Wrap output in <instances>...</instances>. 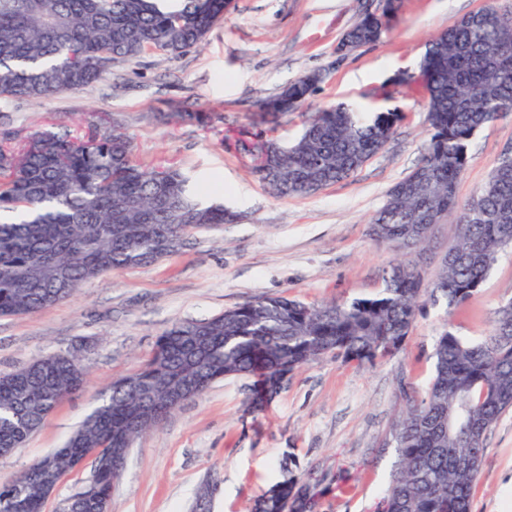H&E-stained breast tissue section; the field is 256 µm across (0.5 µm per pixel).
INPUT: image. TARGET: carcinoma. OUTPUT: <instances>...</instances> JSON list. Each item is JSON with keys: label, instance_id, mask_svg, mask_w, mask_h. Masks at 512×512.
Returning a JSON list of instances; mask_svg holds the SVG:
<instances>
[{"label": "carcinoma", "instance_id": "carcinoma-1", "mask_svg": "<svg viewBox=\"0 0 512 512\" xmlns=\"http://www.w3.org/2000/svg\"><path fill=\"white\" fill-rule=\"evenodd\" d=\"M0 0V103H20L90 87L117 63L149 51L171 57L198 47L224 19L230 0ZM390 22L363 17L345 37L380 40ZM428 102L430 138L415 169L388 192L370 220L373 238L396 253L374 296L308 304L263 297L162 333L141 369L120 378L65 446L0 486L25 487L21 512H44L56 487L88 453L98 457L75 512H97L119 476L112 452L128 448L214 382L259 378L253 402L277 392L276 377L327 357L373 365L403 349L426 304L455 308L482 288L498 252L512 243V158L499 157L480 192L461 205L456 182L473 136L512 112V14L471 13L431 39L418 75L403 79ZM312 71L262 104L267 114L295 112L314 94ZM86 140L37 131L17 149L0 144V317L54 307L113 269L176 255L196 229L236 215L204 201L182 169L157 170L134 159L130 137L105 112L93 114ZM402 114L358 112L339 104L313 113L302 135L255 147L254 172L276 196L309 195L353 176L393 136ZM450 212L461 223L455 244L426 285L409 259L426 249ZM434 374L423 395L403 393L389 430L396 469L377 512H471L488 433L512 409V299L496 311L479 342L448 330L438 337ZM87 380L82 358L55 353L0 375V448H19L70 392ZM280 463L281 479L252 512H312L310 485Z\"/></svg>", "mask_w": 512, "mask_h": 512}]
</instances>
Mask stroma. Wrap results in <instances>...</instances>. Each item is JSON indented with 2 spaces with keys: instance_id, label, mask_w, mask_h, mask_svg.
I'll use <instances>...</instances> for the list:
<instances>
[{
  "instance_id": "obj_1",
  "label": "stroma",
  "mask_w": 512,
  "mask_h": 512,
  "mask_svg": "<svg viewBox=\"0 0 512 512\" xmlns=\"http://www.w3.org/2000/svg\"><path fill=\"white\" fill-rule=\"evenodd\" d=\"M489 5L512 12V0H401L378 42L340 58L339 40L380 10L381 0H233L201 47L177 57L149 52L113 66L95 86L9 106L0 137L18 139L63 127L85 136L91 113H109L131 136L138 161L180 166L203 199L224 204L238 220L194 231L172 258L105 273L48 310L0 318V375L69 349L81 351L89 370L88 382L23 447L0 456V484L61 447L105 401L104 387L136 372L173 324L261 297L342 302L379 292L393 252L372 240L369 220L429 141L426 98L397 78L417 72L432 37ZM312 70L325 78L308 109L276 122L262 116L260 101ZM337 103L396 109L404 118L385 148L350 178L311 195H269L253 171L249 145L292 141L312 109ZM187 106L206 122L177 120ZM511 146L512 115L474 135L456 183L459 202L479 193ZM455 221L452 213L442 218L418 255L424 282L434 280L454 244ZM510 298L512 246L500 251L464 305L427 304L393 357L372 365L328 358L294 370L259 411L250 407L256 377L216 382L136 440L110 512H190L206 483L216 487L210 512H249L278 479L286 453L312 488L313 512H375L397 461L386 438L402 408L401 390L424 392L435 342L446 330L481 340ZM485 446L472 512H512L511 411Z\"/></svg>"
}]
</instances>
